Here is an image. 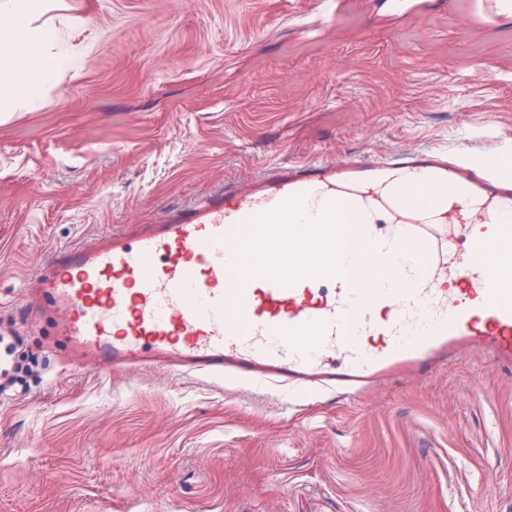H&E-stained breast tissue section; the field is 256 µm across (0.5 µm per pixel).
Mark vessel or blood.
<instances>
[{
    "label": "vessel or blood",
    "mask_w": 512,
    "mask_h": 512,
    "mask_svg": "<svg viewBox=\"0 0 512 512\" xmlns=\"http://www.w3.org/2000/svg\"><path fill=\"white\" fill-rule=\"evenodd\" d=\"M361 226L360 284L336 247V213ZM312 215L291 268L259 265L269 229ZM35 290L64 312L73 363L143 365L212 379L356 393L461 346L512 363V177L475 161L278 167L257 187L169 209L135 239L54 248Z\"/></svg>",
    "instance_id": "b4317fda"
}]
</instances>
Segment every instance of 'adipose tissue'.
Returning a JSON list of instances; mask_svg holds the SVG:
<instances>
[{
	"mask_svg": "<svg viewBox=\"0 0 512 512\" xmlns=\"http://www.w3.org/2000/svg\"><path fill=\"white\" fill-rule=\"evenodd\" d=\"M60 0H0V112L42 109L69 69Z\"/></svg>",
	"mask_w": 512,
	"mask_h": 512,
	"instance_id": "ef3b65f1",
	"label": "adipose tissue"
}]
</instances>
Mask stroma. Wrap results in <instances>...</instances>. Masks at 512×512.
I'll list each match as a JSON object with an SVG mask.
<instances>
[{
  "label": "stroma",
  "instance_id": "obj_1",
  "mask_svg": "<svg viewBox=\"0 0 512 512\" xmlns=\"http://www.w3.org/2000/svg\"><path fill=\"white\" fill-rule=\"evenodd\" d=\"M76 68L0 116V512H512V368L472 351L350 398L77 367L27 290L54 247L132 235L272 167L512 155L495 0H66Z\"/></svg>",
  "mask_w": 512,
  "mask_h": 512
}]
</instances>
